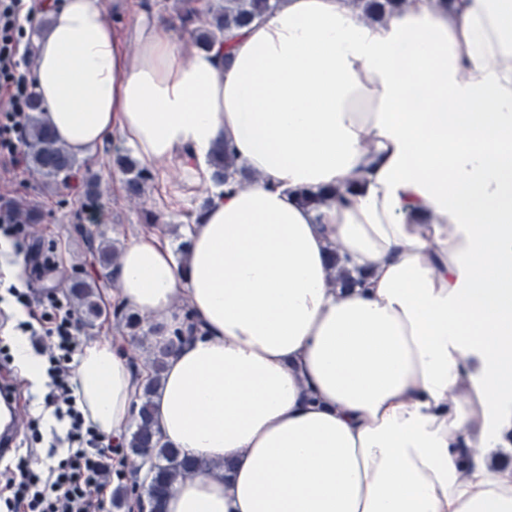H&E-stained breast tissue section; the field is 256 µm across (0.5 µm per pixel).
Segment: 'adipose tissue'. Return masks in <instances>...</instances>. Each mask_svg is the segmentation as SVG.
I'll list each match as a JSON object with an SVG mask.
<instances>
[{
  "mask_svg": "<svg viewBox=\"0 0 512 512\" xmlns=\"http://www.w3.org/2000/svg\"><path fill=\"white\" fill-rule=\"evenodd\" d=\"M115 0H46L31 85L77 156L109 137L220 187L112 270L133 312L201 332L155 402L201 461L164 512H512V0H280L204 50ZM320 194L317 204L297 193ZM73 388L107 438L137 381L102 336ZM404 0H353L355 7H362L365 17L372 21H381L386 12H390ZM210 164L213 168L212 180L218 186L227 184L229 179H233L234 174L237 173L234 157L224 142H217L214 145Z\"/></svg>",
  "mask_w": 512,
  "mask_h": 512,
  "instance_id": "obj_1",
  "label": "adipose tissue"
}]
</instances>
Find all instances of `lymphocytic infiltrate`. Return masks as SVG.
Instances as JSON below:
<instances>
[{"instance_id":"f902f5d3","label":"lymphocytic infiltrate","mask_w":512,"mask_h":512,"mask_svg":"<svg viewBox=\"0 0 512 512\" xmlns=\"http://www.w3.org/2000/svg\"><path fill=\"white\" fill-rule=\"evenodd\" d=\"M22 0H0V166L19 170L26 106L33 97L20 52L25 31L19 23ZM28 318L19 327L32 347L45 355L51 390L44 407L66 422V455L43 461L37 449L15 455L0 469V484L10 490L9 512H105V487L112 478V448L87 424L75 405L70 363L77 351L78 325L72 310L47 303L46 293L12 288Z\"/></svg>"}]
</instances>
